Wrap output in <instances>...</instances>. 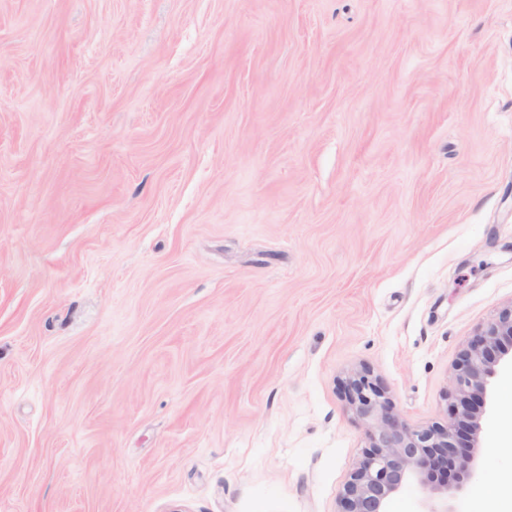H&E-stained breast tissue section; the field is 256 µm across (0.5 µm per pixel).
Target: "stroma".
Listing matches in <instances>:
<instances>
[{
  "label": "stroma",
  "mask_w": 512,
  "mask_h": 512,
  "mask_svg": "<svg viewBox=\"0 0 512 512\" xmlns=\"http://www.w3.org/2000/svg\"><path fill=\"white\" fill-rule=\"evenodd\" d=\"M511 305L512 0H0V512H340Z\"/></svg>",
  "instance_id": "stroma-1"
}]
</instances>
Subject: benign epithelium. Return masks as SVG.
<instances>
[{
	"instance_id": "1",
	"label": "benign epithelium",
	"mask_w": 512,
	"mask_h": 512,
	"mask_svg": "<svg viewBox=\"0 0 512 512\" xmlns=\"http://www.w3.org/2000/svg\"><path fill=\"white\" fill-rule=\"evenodd\" d=\"M510 347L512 306L502 309L461 353L451 377L455 402L442 426H411L393 412L384 387L368 373L349 379L346 399L368 427V447L345 484L342 512H389L393 499L412 483L424 492L423 512H455L449 497L476 475L487 381ZM445 464L453 468L448 481L436 476Z\"/></svg>"
}]
</instances>
